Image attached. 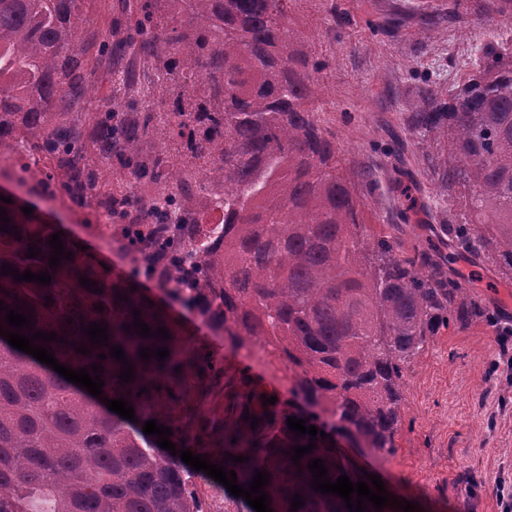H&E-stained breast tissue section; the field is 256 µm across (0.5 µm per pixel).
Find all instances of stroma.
I'll list each match as a JSON object with an SVG mask.
<instances>
[{
  "label": "stroma",
  "instance_id": "stroma-1",
  "mask_svg": "<svg viewBox=\"0 0 512 512\" xmlns=\"http://www.w3.org/2000/svg\"><path fill=\"white\" fill-rule=\"evenodd\" d=\"M142 0H95L92 27L112 42L130 33ZM294 0L289 19L306 46L330 59L324 71L323 118L336 137L346 169L356 181H371L366 222L390 235L397 251L440 246L430 228L448 221L453 204L434 175L410 123L427 86L455 93L475 70L476 46L512 39V14L486 11L484 0ZM116 64L95 60V92L73 112L81 121L104 111L117 90ZM416 183L418 209L407 210L402 185ZM45 223L85 246L88 256L116 277L129 264L107 244L94 204L65 194L45 202L31 196ZM473 287L499 314L498 322L447 329L434 336L411 363L404 389L406 410L395 434V451H361L337 440L336 453L356 472L379 475L397 499L419 503V512H507L496 495L512 486V280L481 270ZM143 290L167 305L187 352L221 360L220 375L185 388L174 408L177 420L196 429L205 418L214 433L250 430L244 411L261 396L275 397L276 410L297 414L288 394L284 365L264 351L235 354L197 314L168 304L164 292L146 282Z\"/></svg>",
  "mask_w": 512,
  "mask_h": 512
}]
</instances>
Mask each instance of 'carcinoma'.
Returning a JSON list of instances; mask_svg holds the SVG:
<instances>
[{
    "instance_id": "obj_1",
    "label": "carcinoma",
    "mask_w": 512,
    "mask_h": 512,
    "mask_svg": "<svg viewBox=\"0 0 512 512\" xmlns=\"http://www.w3.org/2000/svg\"><path fill=\"white\" fill-rule=\"evenodd\" d=\"M88 2L0 0V161L23 141L31 162L13 180L26 194L56 197L29 181L59 176L71 200H95L113 220L138 212L141 223L106 238L118 243L130 272L112 277L64 236L71 259L50 268L48 240L57 229L35 210L24 215L17 199L0 201L16 227H0V264L51 275L49 285L0 276V300L32 316L33 331L21 333L65 338L33 342L58 363L103 366V393L126 400L137 422L0 343V512H207L199 488L224 487L143 433L152 419L171 428L176 448L235 471L239 484H250L257 469L268 472L264 492L280 512H291L296 493L305 501L297 512H348L340 497L309 485L314 458L333 482L343 474L360 480L330 438L316 436L296 466L288 452L310 435L277 425L274 410L260 414L277 430L264 442L234 430L212 446L208 434L175 423L173 394L223 366L188 355L179 325L132 285L156 281L169 303L200 316L234 352L263 339L288 369V393L306 425L354 448L392 452L409 364L441 329L491 318L482 296L447 269L450 256L512 279V48L476 49L475 71L459 91L444 98L432 90L412 113L415 130L437 150L431 161L458 214L441 225L448 253L405 256L366 227L365 193L320 117L328 62L289 24L293 0H143L130 42L153 65L156 100L138 105L139 73L122 70V96L85 131L64 108L94 89L92 49L122 57L128 47L97 41ZM151 138L162 147L144 155L141 144ZM219 189L222 232L202 238L207 215L191 203ZM31 246L41 253L27 258ZM135 310L150 331L164 327L171 338L125 332ZM94 321L108 326V345L93 346L81 333ZM80 345L91 352H75ZM112 345L124 349L133 382L118 378ZM143 347L170 354L162 363L143 360ZM229 453L250 460L233 463Z\"/></svg>"
}]
</instances>
